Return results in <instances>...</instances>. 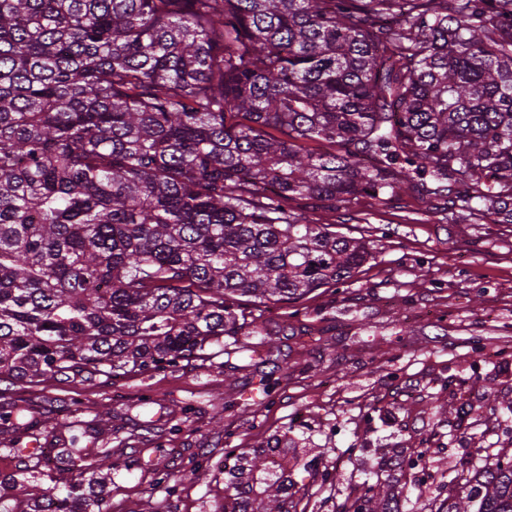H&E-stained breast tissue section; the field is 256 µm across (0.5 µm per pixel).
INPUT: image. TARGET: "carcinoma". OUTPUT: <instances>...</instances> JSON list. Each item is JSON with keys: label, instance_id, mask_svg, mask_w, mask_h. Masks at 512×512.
I'll use <instances>...</instances> for the list:
<instances>
[{"label": "carcinoma", "instance_id": "obj_1", "mask_svg": "<svg viewBox=\"0 0 512 512\" xmlns=\"http://www.w3.org/2000/svg\"><path fill=\"white\" fill-rule=\"evenodd\" d=\"M402 192L512 224V0H0V383L201 356L371 256L287 201ZM80 440L9 449L0 512H107L129 467ZM429 444L389 449L420 494ZM224 473L223 512H296L288 435ZM442 479L425 512H512V448ZM405 507L379 470L339 512Z\"/></svg>", "mask_w": 512, "mask_h": 512}]
</instances>
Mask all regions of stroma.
<instances>
[{
  "label": "stroma",
  "instance_id": "35a3bbf8",
  "mask_svg": "<svg viewBox=\"0 0 512 512\" xmlns=\"http://www.w3.org/2000/svg\"><path fill=\"white\" fill-rule=\"evenodd\" d=\"M288 207L364 238L374 259L339 289L293 306L240 301L258 329L241 342L258 353L229 366L219 350L112 381L1 383L0 472L18 466L8 447L31 439L54 447L52 426L69 422L86 431L91 452L160 464L159 473L137 471L108 487V512H220L227 450L287 433L296 443L295 502L303 512H337L356 483L384 467L377 449L414 447L436 428L437 459L453 472L468 468V450L512 443L511 411L473 423L428 407L451 377L463 408L481 406L487 386L512 400V224H457L405 193L384 204L358 195L334 213L300 200ZM277 362L288 370L262 395L261 374ZM473 374L479 384L469 383ZM15 406L30 410L35 429L2 420ZM312 458L338 481L309 477L303 464Z\"/></svg>",
  "mask_w": 512,
  "mask_h": 512
}]
</instances>
